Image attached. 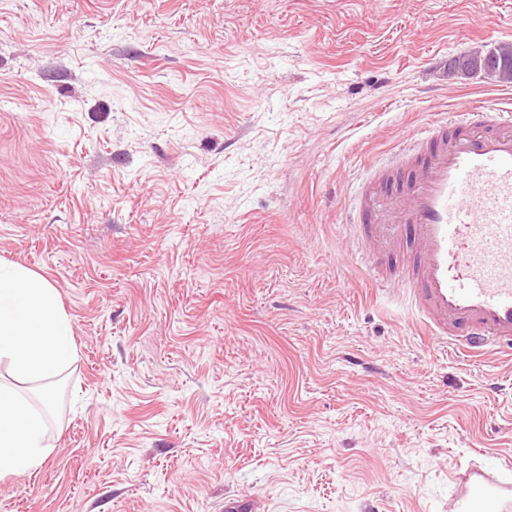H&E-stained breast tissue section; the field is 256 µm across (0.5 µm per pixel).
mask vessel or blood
<instances>
[{
  "mask_svg": "<svg viewBox=\"0 0 512 512\" xmlns=\"http://www.w3.org/2000/svg\"><path fill=\"white\" fill-rule=\"evenodd\" d=\"M346 220L356 251L407 248L396 291L432 345L512 354V113L484 104L368 164Z\"/></svg>",
  "mask_w": 512,
  "mask_h": 512,
  "instance_id": "1",
  "label": "vessel or blood"
}]
</instances>
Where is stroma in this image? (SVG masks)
Masks as SVG:
<instances>
[{
    "mask_svg": "<svg viewBox=\"0 0 512 512\" xmlns=\"http://www.w3.org/2000/svg\"><path fill=\"white\" fill-rule=\"evenodd\" d=\"M512 0H0V261L77 355L0 512H512V358L370 288L366 164L512 86Z\"/></svg>",
    "mask_w": 512,
    "mask_h": 512,
    "instance_id": "35a3bbf8",
    "label": "stroma"
}]
</instances>
